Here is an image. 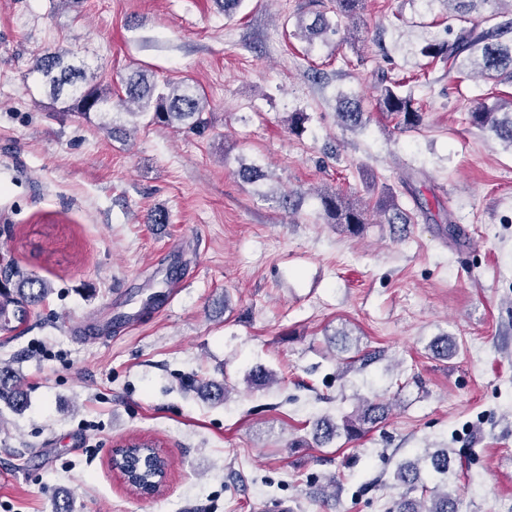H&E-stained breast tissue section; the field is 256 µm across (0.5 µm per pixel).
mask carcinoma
I'll use <instances>...</instances> for the list:
<instances>
[{"label":"carcinoma","mask_w":512,"mask_h":512,"mask_svg":"<svg viewBox=\"0 0 512 512\" xmlns=\"http://www.w3.org/2000/svg\"><path fill=\"white\" fill-rule=\"evenodd\" d=\"M427 6L436 3L453 6V17L464 23L471 22L472 13L480 7H491L489 14L482 18L488 23L499 14L498 8L504 3L512 8V0H426ZM336 33V25L326 12L316 11L313 18L307 12L297 13L295 36L313 46L316 42L327 44L328 35ZM421 53L434 60L448 63V69L459 74L476 70L485 80L494 83L512 80V27L495 24L480 32L474 28L463 29V36L449 43H428ZM69 51L46 49L34 58L33 70L49 87L51 99L65 105L68 112L82 118L90 117L108 106L119 110L123 105H132L127 115L135 120L149 116L154 123L177 129L200 130L207 126L204 118L206 98L194 85L176 79L159 80L152 71L139 68L121 83L119 101L110 104L112 92L98 85L85 86L86 74L77 65L68 61ZM379 108L399 119V124L416 129L423 122V112L410 92L403 91L404 79H392L383 74L379 78ZM337 116L347 128L354 129L362 124L363 113L358 107H345ZM469 123L484 130L512 148V97L498 98L495 102L480 103L468 113ZM239 178L247 183H256L268 178L262 167L256 164L243 165L238 171ZM278 203L286 211L299 208L302 192L292 190L277 195ZM322 216L329 224L344 227L352 234L359 233L368 223V209L354 205L342 193L325 191L317 194ZM377 209L386 215L389 224H411L413 217L402 209L394 193L389 192L377 202ZM51 291L48 283L17 272L15 277L0 280V325L13 321L21 323L28 317L29 309L43 302ZM0 400L15 410L26 404V394L20 387L17 376L8 367H0ZM389 405L362 400L355 414L345 418L338 426L328 419L316 425V439L329 442L341 435L357 439L368 432V427L386 419ZM453 472L450 449H423L415 459L399 464L394 473L396 485L403 492L395 508L389 512H458L456 495L448 492V474ZM430 491L429 496L419 499L411 496L417 489Z\"/></svg>","instance_id":"obj_1"}]
</instances>
